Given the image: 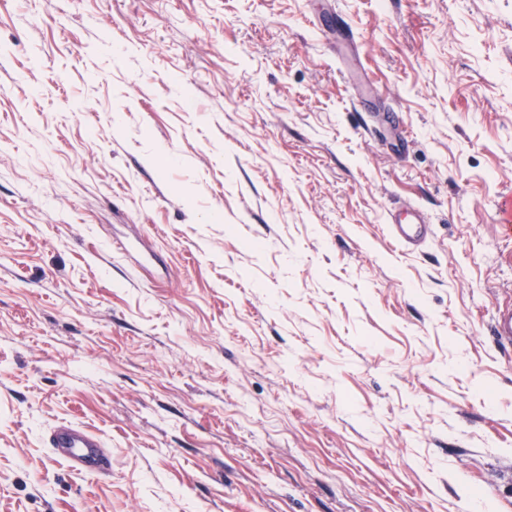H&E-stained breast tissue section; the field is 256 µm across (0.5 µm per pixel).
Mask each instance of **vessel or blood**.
<instances>
[{"instance_id":"vessel-or-blood-1","label":"vessel or blood","mask_w":512,"mask_h":512,"mask_svg":"<svg viewBox=\"0 0 512 512\" xmlns=\"http://www.w3.org/2000/svg\"><path fill=\"white\" fill-rule=\"evenodd\" d=\"M407 223L389 222L391 238L402 246L417 244L429 234V227L422 213L409 209ZM493 331L498 342L512 346V300L496 304L493 313ZM49 448L62 457L71 467L88 473L109 471L110 458L100 437L83 426L61 423L47 437Z\"/></svg>"}]
</instances>
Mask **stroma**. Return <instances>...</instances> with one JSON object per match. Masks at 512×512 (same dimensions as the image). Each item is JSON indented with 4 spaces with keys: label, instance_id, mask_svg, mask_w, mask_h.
<instances>
[{
    "label": "stroma",
    "instance_id": "1",
    "mask_svg": "<svg viewBox=\"0 0 512 512\" xmlns=\"http://www.w3.org/2000/svg\"><path fill=\"white\" fill-rule=\"evenodd\" d=\"M506 192L512 0H0V512H512ZM409 221L406 224L396 223L391 216L388 230L391 238L402 246L417 244L429 234V227L422 213L414 207L408 211ZM493 331L502 346H512V299L496 304L493 313ZM48 447L71 467L88 473L110 470V458L100 437L83 426L61 423L47 437Z\"/></svg>",
    "mask_w": 512,
    "mask_h": 512
}]
</instances>
